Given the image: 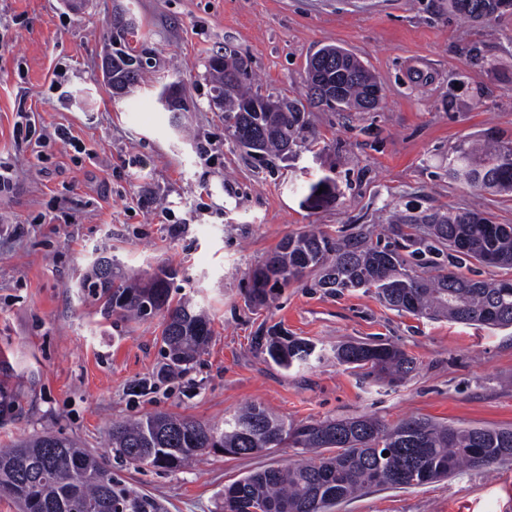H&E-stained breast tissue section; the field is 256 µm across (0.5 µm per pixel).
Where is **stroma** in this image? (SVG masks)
<instances>
[{
    "label": "stroma",
    "instance_id": "35a3bbf8",
    "mask_svg": "<svg viewBox=\"0 0 512 512\" xmlns=\"http://www.w3.org/2000/svg\"><path fill=\"white\" fill-rule=\"evenodd\" d=\"M153 50L150 81L113 97L103 59L112 0H0V446L36 433L74 440L161 512H219L245 475L298 461L285 446L212 455L171 472L128 465L114 424L155 413L213 425L256 403L295 425L371 415L512 427V329L428 319L374 292L317 288L316 274L251 303L249 269L288 237L387 232L393 208L480 205L512 224V195L448 178L460 143L512 140V16L468 28L448 0H124ZM333 44L379 79L369 112L309 106L286 159L236 146L210 104L208 56L244 57L265 95L307 101L308 58ZM188 109L165 111L163 83ZM329 181L330 195L311 187ZM98 257L148 278L174 270L173 302L207 311L212 336L186 372L166 374L163 317L130 321L81 282ZM287 334L319 360L286 369L256 345ZM392 342L416 368L402 383L363 378L337 345ZM331 512H512V460L419 487H372Z\"/></svg>",
    "mask_w": 512,
    "mask_h": 512
}]
</instances>
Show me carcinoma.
<instances>
[{"label": "carcinoma", "mask_w": 512, "mask_h": 512, "mask_svg": "<svg viewBox=\"0 0 512 512\" xmlns=\"http://www.w3.org/2000/svg\"><path fill=\"white\" fill-rule=\"evenodd\" d=\"M448 11L474 26L512 15V0H448ZM109 67L135 91L148 66L150 49L136 50L127 32L108 23ZM332 57L321 79L308 84L309 101L331 110L369 112L381 89L371 71L352 53L324 46ZM210 90L224 99V125L238 133L239 145L264 157L288 155L306 125L305 106L286 96L252 91L248 62L234 52H215L207 61ZM275 100L284 112H267ZM448 178L482 192L512 193V142H467L448 156ZM391 228L398 244H381L369 233L338 239L307 233L290 237L251 273L250 301L267 290L318 274L317 286L331 292L374 289L388 308L419 317L446 318L465 325L512 328V279H474L449 269L440 256L454 253L456 264L478 262L512 269V224H496L477 210L400 213ZM84 287L103 305L138 319L166 311L160 340L172 372L194 363L212 336L206 312L189 303L171 305L169 282L154 276L130 283L119 271L103 280L92 269ZM277 365L307 364L316 347L294 336L259 342ZM336 359L367 378L401 383L415 370L414 359L390 342H346ZM306 460L248 474L224 489L222 512H328L371 486H420L462 468H489L512 459V428L456 427L424 417L394 425L361 415L293 426L259 405L209 426L188 417L154 414L112 427V447L126 462L170 471L211 452L249 456L286 441ZM387 456H382L383 452ZM0 493L21 512H73L86 504L93 512H158L154 500L112 477L91 451L66 437L43 433L0 449Z\"/></svg>", "instance_id": "cac0c4a2"}]
</instances>
